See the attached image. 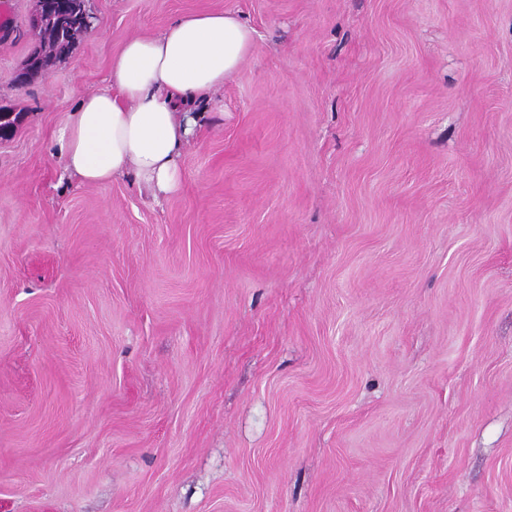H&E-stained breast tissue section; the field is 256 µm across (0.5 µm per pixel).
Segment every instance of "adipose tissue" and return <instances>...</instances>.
<instances>
[{
  "label": "adipose tissue",
  "mask_w": 512,
  "mask_h": 512,
  "mask_svg": "<svg viewBox=\"0 0 512 512\" xmlns=\"http://www.w3.org/2000/svg\"><path fill=\"white\" fill-rule=\"evenodd\" d=\"M252 28L235 12L188 14L128 39L107 86L84 95L56 133L64 173L83 185L134 175L160 199L182 181L178 160L201 108L250 54Z\"/></svg>",
  "instance_id": "1"
}]
</instances>
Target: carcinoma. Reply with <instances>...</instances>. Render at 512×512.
Returning <instances> with one entry per match:
<instances>
[{
  "instance_id": "obj_1",
  "label": "carcinoma",
  "mask_w": 512,
  "mask_h": 512,
  "mask_svg": "<svg viewBox=\"0 0 512 512\" xmlns=\"http://www.w3.org/2000/svg\"><path fill=\"white\" fill-rule=\"evenodd\" d=\"M64 14H45L47 0H35L28 23L36 33L38 43L32 49L26 65V73L48 72L57 61L67 55L75 40L85 34L83 25L84 10L88 0H66Z\"/></svg>"
}]
</instances>
